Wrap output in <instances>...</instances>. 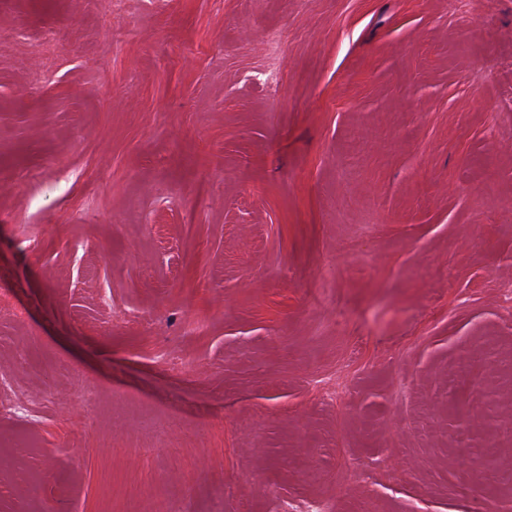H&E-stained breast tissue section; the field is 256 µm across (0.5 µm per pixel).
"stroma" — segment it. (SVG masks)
<instances>
[{
	"label": "stroma",
	"mask_w": 512,
	"mask_h": 512,
	"mask_svg": "<svg viewBox=\"0 0 512 512\" xmlns=\"http://www.w3.org/2000/svg\"><path fill=\"white\" fill-rule=\"evenodd\" d=\"M0 375V512H512V0H0Z\"/></svg>",
	"instance_id": "obj_1"
}]
</instances>
